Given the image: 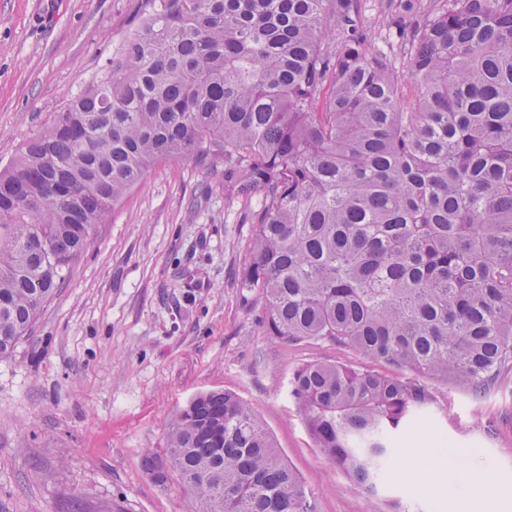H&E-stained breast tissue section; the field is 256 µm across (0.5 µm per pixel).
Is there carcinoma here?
<instances>
[{
  "instance_id": "1",
  "label": "carcinoma",
  "mask_w": 512,
  "mask_h": 512,
  "mask_svg": "<svg viewBox=\"0 0 512 512\" xmlns=\"http://www.w3.org/2000/svg\"><path fill=\"white\" fill-rule=\"evenodd\" d=\"M359 24L356 0H142L112 74L0 170V359L151 167L221 159L225 190L265 193L239 281L267 334L410 373H293L330 463L372 491L423 379L493 388L512 369V0H433L405 73ZM167 451L199 512H314L232 393L188 401Z\"/></svg>"
}]
</instances>
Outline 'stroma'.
Masks as SVG:
<instances>
[{"label": "stroma", "instance_id": "obj_1", "mask_svg": "<svg viewBox=\"0 0 512 512\" xmlns=\"http://www.w3.org/2000/svg\"><path fill=\"white\" fill-rule=\"evenodd\" d=\"M141 0H0V166L69 100L107 78L140 23ZM429 0H358L373 49L400 56V33ZM259 198L224 190V166L152 167L97 225L32 333L0 360V512H196L176 474L157 481L175 413L202 392L247 402L301 477L315 512H461L457 466L494 474L472 512H512V375L476 395L429 381L432 406L402 449L447 441L441 467L408 478L396 455L374 491L327 461L291 394L302 365L367 360L328 341L268 336L250 257Z\"/></svg>", "mask_w": 512, "mask_h": 512}]
</instances>
